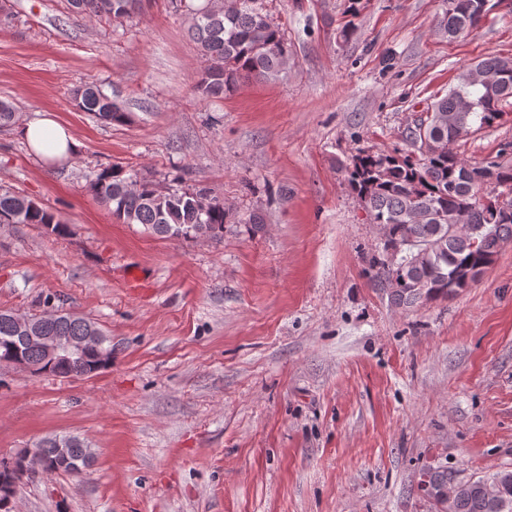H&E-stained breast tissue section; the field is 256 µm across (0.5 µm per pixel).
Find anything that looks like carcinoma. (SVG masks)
I'll use <instances>...</instances> for the list:
<instances>
[{"label":"carcinoma","instance_id":"1","mask_svg":"<svg viewBox=\"0 0 512 512\" xmlns=\"http://www.w3.org/2000/svg\"><path fill=\"white\" fill-rule=\"evenodd\" d=\"M185 9L189 33L207 65L200 72L197 90L205 98H224L240 83L278 76L285 67L288 48L279 27L270 19L262 0H230L224 9L194 7L172 0ZM437 20V30L454 39L477 31L487 16L486 0H451ZM79 15L121 23L130 18L138 0H68ZM512 98V58L489 57L472 63L460 74L459 84L431 104L433 119L426 128L425 149L413 147L422 120L401 132L405 143L392 151L360 148L343 166L351 192L365 209L370 223L385 228L381 254L373 258L376 277L387 283L392 302L414 308L428 301L453 297L470 287L493 264L501 243L512 238V213L496 207V195L480 194L485 184L512 187V168L495 161L471 164L448 144H457L479 126L493 124L502 103ZM75 106L105 124L128 121L125 110L97 85L81 82L72 90ZM87 190L107 206L122 224H140L163 238L190 240L217 238L228 212L207 188L161 190L153 180L130 173L119 165L90 179ZM0 224H37L63 235L67 225L49 207L6 191L0 193ZM96 322L75 318L48 319V336L89 335ZM18 358L32 375L60 378L87 377L102 362L112 365V344L99 330L73 357L55 361L24 343L13 311L0 310V357ZM37 456L23 450L10 468L0 466V483L22 486L38 475L81 474L94 453L78 436H48L36 443ZM498 493L489 498L481 480L455 504L454 512H512V472L492 475Z\"/></svg>","mask_w":512,"mask_h":512}]
</instances>
